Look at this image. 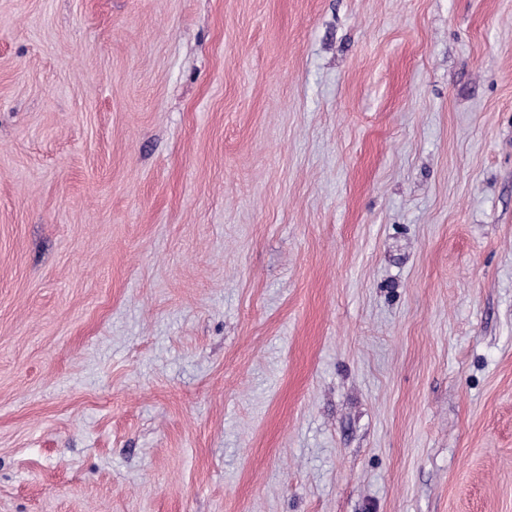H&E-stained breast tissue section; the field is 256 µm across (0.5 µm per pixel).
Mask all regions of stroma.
<instances>
[{
    "mask_svg": "<svg viewBox=\"0 0 512 512\" xmlns=\"http://www.w3.org/2000/svg\"><path fill=\"white\" fill-rule=\"evenodd\" d=\"M0 512H512V0H0Z\"/></svg>",
    "mask_w": 512,
    "mask_h": 512,
    "instance_id": "stroma-1",
    "label": "stroma"
}]
</instances>
